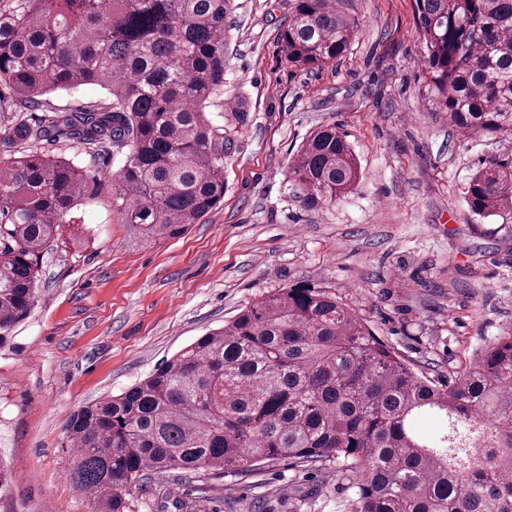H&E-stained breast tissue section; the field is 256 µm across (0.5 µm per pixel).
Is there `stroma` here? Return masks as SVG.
<instances>
[{
    "label": "stroma",
    "mask_w": 512,
    "mask_h": 512,
    "mask_svg": "<svg viewBox=\"0 0 512 512\" xmlns=\"http://www.w3.org/2000/svg\"><path fill=\"white\" fill-rule=\"evenodd\" d=\"M292 0H237L227 23L224 99L243 98L224 154V200L186 233L150 246L112 217L119 154L70 146L100 179L64 242L42 260L37 300L0 341V460L13 477L0 512H98L73 487L69 416L120 394L279 288L326 287L417 372L457 381L512 333V225L472 215L465 187L512 134L470 137L424 96L412 0H340L358 31L333 65H288L279 33ZM347 133L363 181L321 211L286 179L310 132ZM343 462L282 458L248 470L147 473L128 512H354Z\"/></svg>",
    "instance_id": "35a3bbf8"
}]
</instances>
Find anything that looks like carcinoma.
Returning <instances> with one entry per match:
<instances>
[{
    "label": "carcinoma",
    "instance_id": "carcinoma-1",
    "mask_svg": "<svg viewBox=\"0 0 512 512\" xmlns=\"http://www.w3.org/2000/svg\"><path fill=\"white\" fill-rule=\"evenodd\" d=\"M234 0H7L0 86L14 111L96 84L99 106L0 126L11 140L124 154L112 212L133 240L182 235L224 199L225 20ZM427 94L460 131H512V0H413ZM357 32L336 0H293L288 64L322 69ZM362 176L344 132L322 126L287 170L292 195L323 209ZM97 190L78 164L30 151L0 161V333L30 312L42 257ZM464 201L512 218V162L489 160ZM69 480L100 512H124L149 471L240 470L281 458L342 460L355 512H512V335L459 381L418 375L325 288H281L145 380L74 412Z\"/></svg>",
    "mask_w": 512,
    "mask_h": 512
}]
</instances>
